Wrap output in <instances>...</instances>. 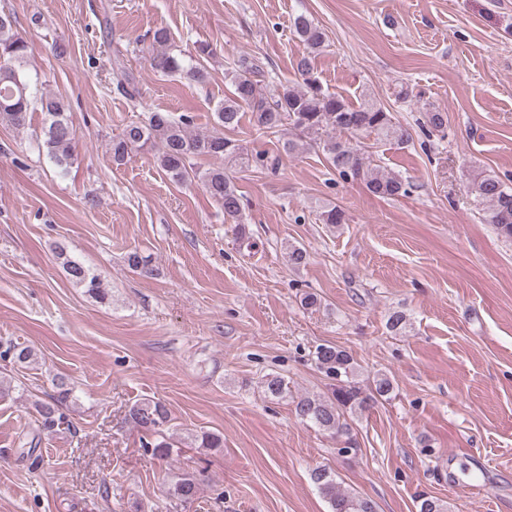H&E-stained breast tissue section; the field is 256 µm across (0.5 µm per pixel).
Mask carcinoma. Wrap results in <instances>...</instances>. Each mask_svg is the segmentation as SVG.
<instances>
[{
  "instance_id": "1",
  "label": "carcinoma",
  "mask_w": 512,
  "mask_h": 512,
  "mask_svg": "<svg viewBox=\"0 0 512 512\" xmlns=\"http://www.w3.org/2000/svg\"><path fill=\"white\" fill-rule=\"evenodd\" d=\"M293 32L313 54L324 47V29L304 14L294 18ZM151 47L153 71L164 76L178 75L191 84L206 82L204 68L193 55L185 54L171 43L167 30L161 28L153 32ZM28 51V42L14 31L10 17L0 15V126H24L32 103L39 100L45 125L37 149L56 165H69L74 160L76 130L59 98L47 94L39 97L33 92L23 70ZM236 67L231 78L233 90L215 108L219 130L194 133L190 130L193 116L187 113L176 118L169 112H149L142 119L126 123L112 138V162L122 165L134 150L151 151L157 166L172 181L183 184L199 180L206 193L224 210V219L240 224L244 209L242 195L226 171V165L263 168L269 163L266 153L249 154L236 141L224 136V130L239 126L241 114L249 112L259 131H288L284 150L293 152L300 146L318 150L340 178L360 181L374 195L398 197L411 193L410 182L371 166L365 153L351 141V137L358 133L398 145L412 140L411 129L394 122L391 113L380 104L365 97L355 105L323 88L314 76L310 56L302 57L297 64L303 86L283 85L269 96L260 91L254 79V75L260 73L257 63L241 58ZM447 123L443 112L431 109L424 112L423 126L430 134L445 133ZM198 158L219 159L224 165L202 172L195 167L194 160ZM468 189L483 223L494 226L502 237L512 240V187L496 174L480 172L469 180ZM126 263L132 272L142 276L154 272L151 256L137 250L127 254ZM63 265L75 286L101 303L108 300L101 275L73 260L67 259ZM410 326L407 315L399 310L392 312L386 320V328L396 335L407 332ZM312 359L316 367L334 381L329 395L293 398L288 382L274 374L266 377L264 391L273 398H292L299 419L343 439V447L338 452L349 453L354 450V442L348 418L391 397L393 382L387 375L377 374L367 385H361L355 379L354 358L331 343L317 345ZM38 413L47 429L59 426L67 419L56 402L41 404ZM127 419L144 433V446L151 449L153 455L159 458L172 455L175 444L166 434L170 417L163 402L152 399L137 402L129 408ZM194 441L200 448L217 450L224 446L223 437L207 431L195 435ZM311 481L329 504L330 512H376L371 500L343 490L336 480V473L329 467L314 468ZM198 489L197 477L186 474L170 483L167 495L173 501L187 504L196 498ZM417 508L418 512H445L446 506L438 498L422 494L418 497Z\"/></svg>"
}]
</instances>
